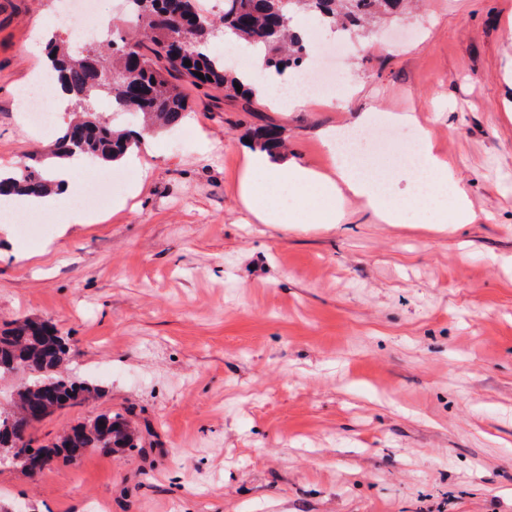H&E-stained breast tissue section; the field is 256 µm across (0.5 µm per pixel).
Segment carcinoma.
Here are the masks:
<instances>
[{
  "instance_id": "cac0c4a2",
  "label": "carcinoma",
  "mask_w": 512,
  "mask_h": 512,
  "mask_svg": "<svg viewBox=\"0 0 512 512\" xmlns=\"http://www.w3.org/2000/svg\"><path fill=\"white\" fill-rule=\"evenodd\" d=\"M406 0H224L215 16L202 8L201 0H126V23L137 30L131 36L124 25L112 26V38L102 39L86 52L79 43L64 45L56 34L48 36L51 70L69 94L76 118L62 127L51 155L70 159L90 156L104 164L139 148L141 133L115 130L96 118L100 100L107 98L123 113L142 120L143 127L171 129L181 126L189 114L176 75L191 77L211 88L236 91L237 76L224 68V56L213 50L222 38L244 41L263 55L265 69L276 74L298 71L308 53V41L297 27L300 15L324 27L341 26L352 34L370 18L394 16ZM191 65H184L185 61ZM260 150L281 147L275 126L248 132ZM51 184L47 172L30 162L13 175L0 177V196L40 195ZM71 361L69 340L47 321L25 320L0 332V374L23 371L28 381L16 392L8 410L0 411V448L22 441L18 461L24 472L35 468L37 457L55 453L74 464L91 450L123 456L142 448L141 437L122 414L102 412L74 425L49 445H34L32 429L48 415L46 400L58 408L95 400L98 386L65 374Z\"/></svg>"
}]
</instances>
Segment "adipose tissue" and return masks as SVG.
Segmentation results:
<instances>
[{
  "label": "adipose tissue",
  "mask_w": 512,
  "mask_h": 512,
  "mask_svg": "<svg viewBox=\"0 0 512 512\" xmlns=\"http://www.w3.org/2000/svg\"><path fill=\"white\" fill-rule=\"evenodd\" d=\"M263 70L262 57H254L251 71L243 73L240 80L263 99L271 98L279 90H287L289 109L310 105L307 92L296 80L276 74L267 76ZM321 139L332 159L326 171H317L264 151H245L239 192L244 206L256 220L263 224L279 219L291 224H335L340 220L339 215L322 212V200L340 203L354 199L384 224L405 223L407 213L415 207L426 208L439 224L472 223L474 216L467 195L459 187L448 162L433 154L427 131L419 133L421 169L404 167L393 171L386 187L377 175L359 170L351 163L337 129H322ZM78 167L75 160L55 165L49 193L40 197L10 196L1 200L0 205L8 210L56 209L61 201L79 194L80 186L74 177ZM281 187L295 191L297 197L303 198V206L292 209L275 198V189Z\"/></svg>",
  "instance_id": "1"
}]
</instances>
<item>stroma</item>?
Segmentation results:
<instances>
[{"instance_id":"35a3bbf8","label":"stroma","mask_w":512,"mask_h":512,"mask_svg":"<svg viewBox=\"0 0 512 512\" xmlns=\"http://www.w3.org/2000/svg\"><path fill=\"white\" fill-rule=\"evenodd\" d=\"M57 0H0V167L52 136L13 107L36 22ZM339 69L331 104L181 81L192 110L141 143L125 209L45 237L0 233V329L51 320L71 374L103 397L57 411L38 444L134 408L146 452L95 450L37 476L0 464V512H512V0H421L380 18ZM371 112L365 153L401 144L415 112L449 160L472 223L262 224L238 194L248 129L329 165L321 129Z\"/></svg>"}]
</instances>
